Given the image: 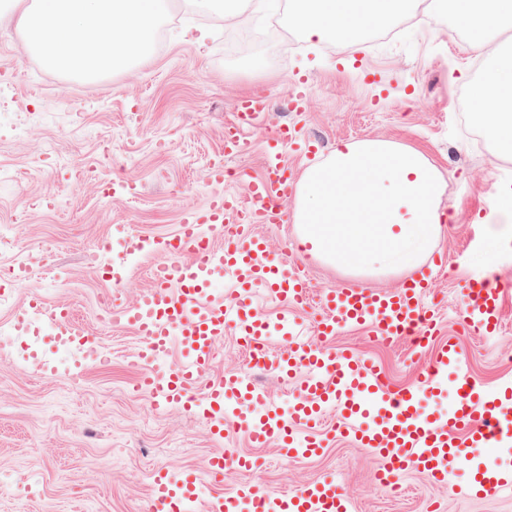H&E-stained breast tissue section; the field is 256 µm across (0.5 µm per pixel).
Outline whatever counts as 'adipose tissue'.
Segmentation results:
<instances>
[{
    "label": "adipose tissue",
    "instance_id": "adipose-tissue-1",
    "mask_svg": "<svg viewBox=\"0 0 512 512\" xmlns=\"http://www.w3.org/2000/svg\"><path fill=\"white\" fill-rule=\"evenodd\" d=\"M406 0H302L291 16L306 38L351 40L393 21ZM484 48L512 29V0H448ZM168 0H41L20 17L27 47L51 68L95 77L147 56ZM484 132L500 155H512V53L494 50L474 85ZM442 174L426 155L392 141L337 144L300 178L293 222L310 255L350 272L371 268L411 274L441 230Z\"/></svg>",
    "mask_w": 512,
    "mask_h": 512
}]
</instances>
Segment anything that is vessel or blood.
I'll use <instances>...</instances> for the list:
<instances>
[{
    "label": "vessel or blood",
    "instance_id": "obj_1",
    "mask_svg": "<svg viewBox=\"0 0 512 512\" xmlns=\"http://www.w3.org/2000/svg\"><path fill=\"white\" fill-rule=\"evenodd\" d=\"M264 109L260 97L239 104L236 121L224 129L225 156L242 150L245 129ZM296 142L294 131L280 128L266 142V171L249 183L247 201L215 195L206 208L187 212L174 235L156 240L165 262L154 269L136 304L119 312L142 338L139 388L156 406L190 408L197 404V385L205 384L204 412L215 435H223L228 417L243 419L252 445H276L291 461L320 456L327 440L339 434L380 459L382 485L396 486L416 470L455 495H511L512 469L498 452L512 446V385L490 390L475 380L456 337L434 344L439 316L425 303L429 273L392 290L347 283L314 298L303 271L271 253L264 237L253 232V225L278 224L286 216L296 184L281 153ZM223 273L234 285L228 294L216 286ZM259 288L288 309L316 299L314 340L301 339L287 313L268 322L253 305ZM510 291L508 281L465 280L460 296L467 328L498 334L503 298ZM353 326L366 328L372 340L385 344L417 333L413 353L429 356L417 382L392 387L374 360L330 347L331 339ZM12 327L44 333L58 347L72 331L68 309H48L37 299L14 315ZM230 329L247 346L254 366L276 370L295 385L287 410L270 408L264 391L242 374L212 376L215 344ZM274 329L287 342L279 353L270 346ZM176 349L181 358L174 362L170 355ZM447 392L454 404L447 412L437 411L435 401ZM207 498L211 512H349L332 474L296 490L270 492L247 485L225 496L195 474L161 472L154 478L153 512H196Z\"/></svg>",
    "mask_w": 512,
    "mask_h": 512
}]
</instances>
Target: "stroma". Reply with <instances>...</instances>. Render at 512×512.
Returning <instances> with one entry per match:
<instances>
[{
	"label": "stroma",
	"mask_w": 512,
	"mask_h": 512,
	"mask_svg": "<svg viewBox=\"0 0 512 512\" xmlns=\"http://www.w3.org/2000/svg\"><path fill=\"white\" fill-rule=\"evenodd\" d=\"M428 19L406 23L396 38L329 51L303 41L285 14L283 0H266L250 22L274 19L272 39L254 44L250 55L224 57V23L201 0H176L181 19L169 26L166 45L132 67L96 79L49 68L26 46L18 23L0 25V269L23 262L26 281L0 294V327L37 298L47 307L78 308L81 335L98 337L106 362L83 359L76 348L55 349L47 336L0 338V512H151L150 487L159 471L193 470L206 476L215 453L227 462L223 492L244 484L271 491L295 490L333 473L353 512H512V496H452L424 475L409 472L398 488L376 480L377 459L337 438L318 457L289 461L276 446L252 447L243 431L229 428L215 438L200 411L159 407L138 389L134 356L140 338L102 312V294L118 291L133 304L161 259L153 249L129 255L113 243L104 280L85 257L125 225L150 240L174 232L187 211L204 207L218 193L243 197L265 169L264 144L281 125L313 140L315 153L285 147L295 173L326 160L338 142L379 138L422 150L445 180L441 235L423 267L432 271L427 302L439 308L440 339L455 334L469 373L489 387L512 379V294L507 295L497 335L461 332L459 285L494 273L512 281V214L490 208L498 187L512 182V156L497 153L474 135L455 110L477 62L470 34L443 0H430ZM209 36L196 44L191 29ZM310 86L307 111L288 109L293 86ZM264 95L268 107L245 133V147L224 155V127L235 119L239 98ZM232 173L223 184L208 177L213 163ZM94 166L97 180L80 181L77 169ZM120 193L102 198V185ZM271 250L300 267L312 292L352 281L335 266L307 254L293 224H259ZM500 256L484 264L483 247ZM49 264H41L44 253ZM442 266H434V259ZM364 288L391 289L403 279L390 273L354 279ZM332 347L353 349L403 387L418 380L425 358L409 341L371 342L359 328L342 331ZM57 374L45 375L38 359ZM213 374L247 373L270 403L287 409L290 387L271 370L248 373L233 335L217 345ZM254 456L262 470L233 467L236 456Z\"/></svg>",
	"instance_id": "35a3bbf8"
}]
</instances>
